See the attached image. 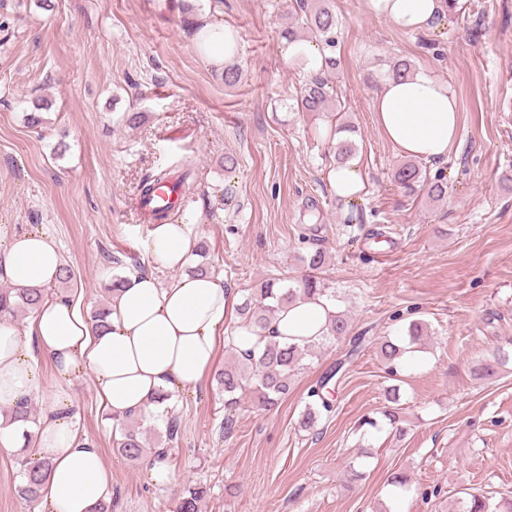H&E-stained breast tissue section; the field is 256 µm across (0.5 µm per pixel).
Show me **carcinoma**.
<instances>
[{"label": "carcinoma", "mask_w": 512, "mask_h": 512, "mask_svg": "<svg viewBox=\"0 0 512 512\" xmlns=\"http://www.w3.org/2000/svg\"><path fill=\"white\" fill-rule=\"evenodd\" d=\"M295 12L302 13L301 21L288 26L284 37L288 41L302 40L301 31L315 32L322 37L324 48L333 50L335 41L332 32L336 27V17L326 6L312 4V0H296ZM336 69V58L330 57L325 69L310 76L300 88L297 97L298 108L304 112L326 113L328 108V75ZM347 137L340 140L336 146V162L343 163L352 158L357 150L354 140L348 134L354 132L355 126L343 123L336 126ZM394 182L400 187L414 191L418 183L425 180L421 168L407 162L399 165L393 175ZM51 293L49 288H1L0 314L12 317L20 313L34 311L41 300ZM333 298L331 289L315 277L302 279L297 285L286 288L279 286V279H268L258 288L251 289V293L238 307L239 318L257 328L265 329L274 320L282 305L303 297L314 296ZM426 326L420 321L409 324L407 336L401 342L385 338L378 342L382 360L391 373H396L400 365V358L405 352V346L415 349L422 345ZM349 333V320L341 312L331 316L328 331L318 341L303 344L293 342H280L269 340L264 349L256 356L241 355L233 346H228L231 360L226 362L224 369L217 374V389L224 394V408L234 409L240 404L242 395L249 393L257 398L259 406L265 410L274 409L279 401L288 395L290 380L295 372L302 366V360L315 353V350L324 342L333 338L340 339ZM512 361V349L499 346L489 356L478 360L473 366V376L478 380L491 379ZM311 401L301 415L300 425L304 430H312L322 419L323 415L332 411L333 403L321 392L314 388L309 392ZM400 394L398 386H393L385 393V403L380 411L382 419L395 428L398 437L405 438L409 429L404 425L402 412L399 407ZM145 415H128L114 419L113 426L119 431V438L114 440L117 452L131 462H143L153 456H170L172 447L179 444L181 431L175 416H165V429L159 432L158 444L154 448L148 447L143 438ZM50 463L25 462L21 471V483L18 486V495L26 503L31 504L40 498V489ZM208 496L206 485L198 483L191 485L182 493L175 506V512H199L201 502ZM458 512H512V498L503 497L498 502H490L487 496L474 493L470 498L458 502Z\"/></svg>", "instance_id": "obj_1"}]
</instances>
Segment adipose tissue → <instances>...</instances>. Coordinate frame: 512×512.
Here are the masks:
<instances>
[{
    "label": "adipose tissue",
    "instance_id": "adipose-tissue-1",
    "mask_svg": "<svg viewBox=\"0 0 512 512\" xmlns=\"http://www.w3.org/2000/svg\"><path fill=\"white\" fill-rule=\"evenodd\" d=\"M368 11L403 29L432 26L443 0H365ZM194 45L212 66L238 54L234 33L199 18ZM383 135L407 157L433 161L457 139L460 116L448 84L418 72L387 80L374 100ZM196 239L185 224H158L144 243L156 265H187ZM63 265L55 242L36 230L13 235L0 253V276L17 287L53 286ZM108 326L96 329L80 299L65 293L44 298L26 327L0 321V409L35 400L47 408L37 423L0 418V447L25 449L49 461L43 512H96L112 495V480L100 448L82 439L74 423L72 387L91 376L98 396L115 417L162 411L158 399L200 386L214 362L220 333L231 311L220 276L186 275L162 283L153 274L128 276L110 304ZM332 307L324 299L284 304L270 326L278 340H317L327 332ZM53 387H46L42 364Z\"/></svg>",
    "mask_w": 512,
    "mask_h": 512
}]
</instances>
